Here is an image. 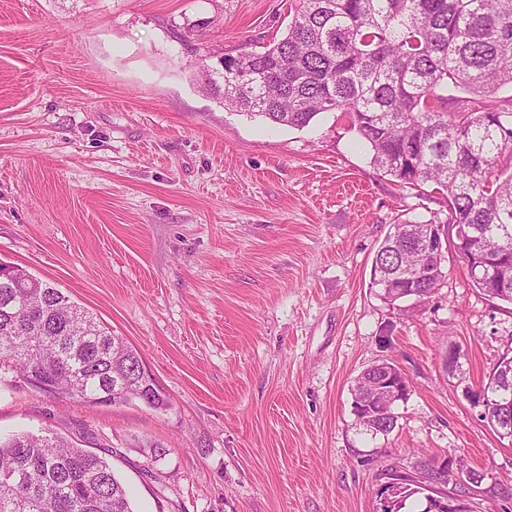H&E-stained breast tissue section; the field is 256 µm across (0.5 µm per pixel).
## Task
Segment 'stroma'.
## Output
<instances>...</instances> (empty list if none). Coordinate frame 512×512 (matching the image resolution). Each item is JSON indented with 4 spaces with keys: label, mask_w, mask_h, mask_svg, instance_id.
I'll return each mask as SVG.
<instances>
[{
    "label": "stroma",
    "mask_w": 512,
    "mask_h": 512,
    "mask_svg": "<svg viewBox=\"0 0 512 512\" xmlns=\"http://www.w3.org/2000/svg\"><path fill=\"white\" fill-rule=\"evenodd\" d=\"M293 0H0V261L141 354L170 404L89 405L0 382V434L109 448L135 512H378L388 474L461 456L473 512H512V442L465 397L512 345V305L454 253L399 315L370 285L391 224L444 196L370 162L347 116L298 130L203 94L171 29L281 36ZM460 353L447 368L448 349ZM391 360L411 392L361 434L351 388Z\"/></svg>",
    "instance_id": "obj_1"
}]
</instances>
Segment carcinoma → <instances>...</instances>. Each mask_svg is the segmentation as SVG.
Returning <instances> with one entry per match:
<instances>
[{"instance_id": "cac0c4a2", "label": "carcinoma", "mask_w": 512, "mask_h": 512, "mask_svg": "<svg viewBox=\"0 0 512 512\" xmlns=\"http://www.w3.org/2000/svg\"><path fill=\"white\" fill-rule=\"evenodd\" d=\"M193 68L202 90L227 109L273 125L307 127L325 112L349 115L371 163L402 185L445 196L449 237L490 258L472 286L512 304V0H296L284 34L260 49L214 54L195 35ZM451 87L464 94L448 98ZM456 111L447 110L448 105ZM431 222L393 226L374 261L388 274L371 286L417 288L424 297L444 278L419 249ZM0 263V378L28 374L50 394L91 404L141 402L164 409L154 382L135 374L136 348L112 335L62 290ZM379 365L355 380L365 397ZM495 389L486 422L512 425V362L490 372ZM0 512H134L108 460L62 436L19 432L0 438Z\"/></svg>"}]
</instances>
